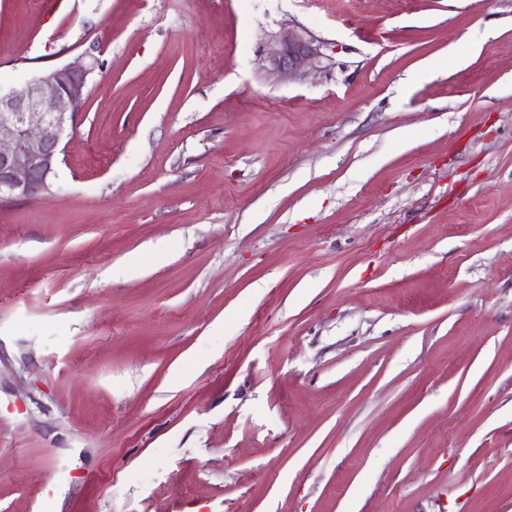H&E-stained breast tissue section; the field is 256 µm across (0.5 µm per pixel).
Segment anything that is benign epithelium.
Wrapping results in <instances>:
<instances>
[{
  "label": "benign epithelium",
  "mask_w": 512,
  "mask_h": 512,
  "mask_svg": "<svg viewBox=\"0 0 512 512\" xmlns=\"http://www.w3.org/2000/svg\"><path fill=\"white\" fill-rule=\"evenodd\" d=\"M319 53L292 35L268 57L269 70L297 75ZM97 60L66 64L23 84L0 87V200L30 199L52 191L65 152L63 140L84 111Z\"/></svg>",
  "instance_id": "1"
}]
</instances>
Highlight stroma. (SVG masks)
<instances>
[{
	"mask_svg": "<svg viewBox=\"0 0 512 512\" xmlns=\"http://www.w3.org/2000/svg\"><path fill=\"white\" fill-rule=\"evenodd\" d=\"M91 57L0 203V512H512V0H0V85ZM319 53L297 35L288 36L280 50L268 57L269 70L280 76L297 75L315 66Z\"/></svg>",
	"mask_w": 512,
	"mask_h": 512,
	"instance_id": "1",
	"label": "stroma"
}]
</instances>
